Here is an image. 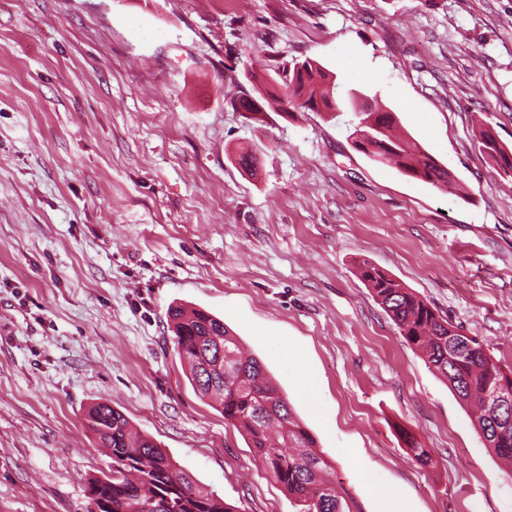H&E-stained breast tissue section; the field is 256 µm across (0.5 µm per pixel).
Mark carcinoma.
<instances>
[{
  "instance_id": "obj_1",
  "label": "carcinoma",
  "mask_w": 512,
  "mask_h": 512,
  "mask_svg": "<svg viewBox=\"0 0 512 512\" xmlns=\"http://www.w3.org/2000/svg\"><path fill=\"white\" fill-rule=\"evenodd\" d=\"M278 76L292 108L341 111L335 78L317 60L292 62L278 70ZM267 94L259 83L242 92L232 106L242 112H260ZM355 115L358 122L349 134L354 149L373 162L448 191V167L414 139L395 135L398 117L394 113L377 105L372 111L359 108ZM478 144L495 161L497 172L512 179V151L489 130L480 132ZM358 272L405 342L446 379L462 403L474 407L475 426L485 446L512 462V410H497L491 399L495 391L505 388L512 400V371L493 361L485 341L462 333L429 302L377 266L364 261ZM168 318L194 391L213 403L225 425L245 434L264 469L296 501L299 512H362L346 489L324 479L330 464L316 450L315 437L263 364L243 355L237 336L224 320L184 305L171 306ZM221 348L224 366L207 372L202 359L208 353L216 357ZM83 421L111 458L109 471L88 482L91 512H234L217 493L196 487L192 475L160 444L133 433L128 418L110 404L89 407Z\"/></svg>"
}]
</instances>
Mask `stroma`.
Here are the masks:
<instances>
[{"mask_svg":"<svg viewBox=\"0 0 512 512\" xmlns=\"http://www.w3.org/2000/svg\"><path fill=\"white\" fill-rule=\"evenodd\" d=\"M305 57L463 196L356 151L351 106L230 107ZM483 125L512 149V0H0V512H89L99 402L236 512H297L189 383L175 304L223 317L364 512H512V465L356 270L512 366V181ZM480 150L490 156L497 165L501 176L512 179V151L499 143L490 130H482L478 138Z\"/></svg>","mask_w":512,"mask_h":512,"instance_id":"1","label":"stroma"}]
</instances>
